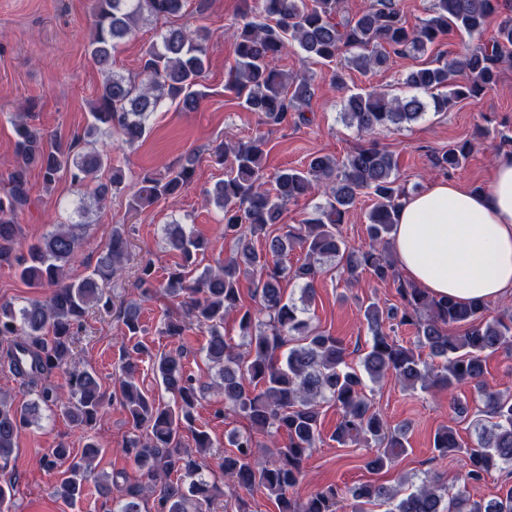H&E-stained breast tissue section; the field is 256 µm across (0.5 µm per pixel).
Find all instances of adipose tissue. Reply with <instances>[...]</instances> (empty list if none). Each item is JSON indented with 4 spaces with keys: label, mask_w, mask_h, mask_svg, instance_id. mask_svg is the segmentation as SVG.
Listing matches in <instances>:
<instances>
[{
    "label": "adipose tissue",
    "mask_w": 512,
    "mask_h": 512,
    "mask_svg": "<svg viewBox=\"0 0 512 512\" xmlns=\"http://www.w3.org/2000/svg\"><path fill=\"white\" fill-rule=\"evenodd\" d=\"M392 250L412 282L461 301L512 296V152L495 156L490 187L450 181L409 195Z\"/></svg>",
    "instance_id": "1"
}]
</instances>
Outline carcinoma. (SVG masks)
I'll list each match as a JSON object with an SVG mask.
<instances>
[{
    "instance_id": "obj_1",
    "label": "carcinoma",
    "mask_w": 512,
    "mask_h": 512,
    "mask_svg": "<svg viewBox=\"0 0 512 512\" xmlns=\"http://www.w3.org/2000/svg\"><path fill=\"white\" fill-rule=\"evenodd\" d=\"M186 4L187 0H91L89 55L102 81L85 136L113 134L132 146L164 101H176L185 111L199 107L203 94L198 86L209 39L205 30L164 29L145 51L133 79L112 68V53L140 21L177 17ZM499 8V0H432L429 16L410 27L395 0H371L353 16L343 14L342 0H258V6H246L231 33L234 65L229 88L261 124L286 125L303 117L302 108L315 95L311 76L277 68L289 51L297 48L324 64L342 56L346 67L366 73L386 67L393 54H423L455 29L479 37ZM511 60L512 17L506 16L489 41L436 66L408 72L402 84L414 94L402 98L383 89L352 93L344 99L343 117L359 133L370 135L385 126L416 121L429 110L447 112L495 85L501 65ZM13 127L17 166L0 189V264L14 267L29 287L51 292L18 310L0 304V342L7 344L3 363L36 391L35 400L22 403L0 395L1 470L10 462L20 431L41 409L55 408L86 436L79 452L64 444L53 449L46 468L65 466L54 494L72 507L85 496L91 464L101 453L89 431L105 406L106 393L95 372L72 368L69 360L75 336L89 310L97 308L112 313L122 335L117 394L133 430L123 452L140 477L151 482L156 512H206L217 490V482L202 475V460L213 447L211 436L194 427L196 402L210 385L184 365V344L193 324L209 336L205 359L217 369L224 411L243 416L251 426L248 432L232 434L231 449L224 451L217 467L239 488L259 490L275 500L278 512H339L344 498L350 500L351 512H366L365 505L372 503L388 506L387 512H512V488L488 501L468 492L493 470L512 477V395L485 389L481 359L486 352L512 349V314L490 317L484 300L436 297L400 279L391 241L407 193L398 183V163L391 152L371 143L354 147L341 160L314 155L304 169L274 173L273 188L267 189L264 136L240 141L229 151H215L214 161L221 166L227 153L233 155L230 173L209 195L224 212V239L234 249L217 268L200 271L197 256L207 250V240L178 223L164 226L165 241L179 253L181 263L159 280L152 263L145 261L132 282L142 296L161 290L182 309L166 314L160 326L175 351L154 356L139 339L144 332L140 305L103 288L124 272V227L112 230L91 273L70 281L66 267L81 245L85 223L61 224L21 250L17 217L29 203L27 175L32 168L39 169L47 185L61 174L69 176L71 184L101 206L112 194L126 191L128 208L138 212L181 194L193 179L194 158L186 157L166 175L146 173L138 186L131 187L108 154L82 147L81 139L64 143L23 118ZM471 148L469 142L450 147L434 156L432 164L446 175L462 164ZM363 193L373 198L367 213L368 243L355 248L348 246L339 226ZM316 195L324 197V203L316 206L314 216L281 235L268 234L288 204ZM258 238L264 239L261 248L255 245ZM296 247L304 253V262L292 270L281 258ZM329 262L344 264L353 279L369 271L380 281L397 284L401 306L385 311L371 302L364 308L371 343L360 370L346 362L343 341L315 331L307 317L314 282ZM245 275L258 279L253 310L241 304L239 284ZM287 276L303 282L300 306L284 297L280 283ZM230 314L238 316L243 339L236 346L224 337V319ZM387 321L415 327V346H404L390 336ZM453 327L463 332L454 334ZM422 348L441 363L429 366L421 358ZM145 356L164 390L173 394V403L141 390L139 362ZM57 370L66 374L63 388L46 382ZM388 377L409 391L451 392L467 384L480 395L482 407L473 421L476 446H463L450 427L439 429L433 438L437 457L463 454L469 460V468L455 479L457 492L447 495L436 476L401 498L397 490L376 482L346 491L328 487L303 503L290 497L289 491L304 477V461L321 439L324 403L335 405L341 414L332 440L376 447L367 468L380 471L406 453V430L390 427L365 394L367 382ZM186 430L191 432L194 452L183 446ZM257 432L277 446L273 458L256 452ZM142 494L143 485L128 487L117 512H142Z\"/></svg>"
}]
</instances>
